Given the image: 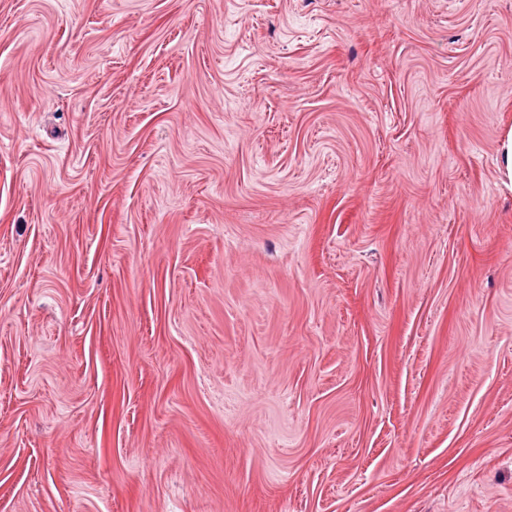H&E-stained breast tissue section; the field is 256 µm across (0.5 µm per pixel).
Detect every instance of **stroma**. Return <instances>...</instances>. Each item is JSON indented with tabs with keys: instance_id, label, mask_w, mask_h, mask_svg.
Here are the masks:
<instances>
[{
	"instance_id": "35a3bbf8",
	"label": "stroma",
	"mask_w": 512,
	"mask_h": 512,
	"mask_svg": "<svg viewBox=\"0 0 512 512\" xmlns=\"http://www.w3.org/2000/svg\"><path fill=\"white\" fill-rule=\"evenodd\" d=\"M512 0H0V512H512ZM499 172L503 184L512 190V126L506 127L498 149Z\"/></svg>"
}]
</instances>
